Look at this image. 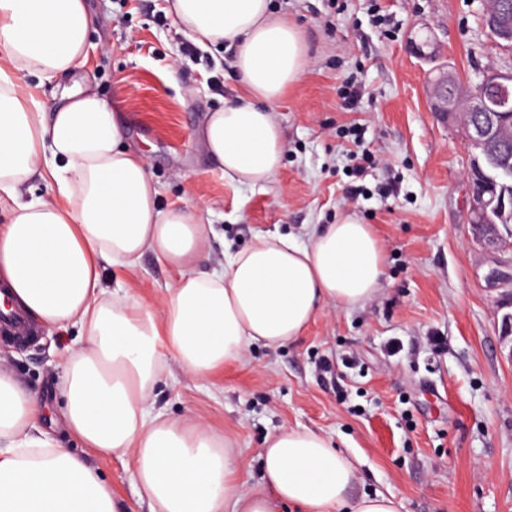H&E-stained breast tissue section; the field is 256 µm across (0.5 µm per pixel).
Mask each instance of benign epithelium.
Listing matches in <instances>:
<instances>
[{"label": "benign epithelium", "instance_id": "obj_1", "mask_svg": "<svg viewBox=\"0 0 512 512\" xmlns=\"http://www.w3.org/2000/svg\"><path fill=\"white\" fill-rule=\"evenodd\" d=\"M484 27L495 44L512 53V0H490L482 17ZM415 56L434 63L439 50L427 40H411ZM430 111L443 122H461L463 138L469 148L464 169L467 182L473 172L484 178V186L469 188L468 224L474 235L489 250L510 249L512 241L491 232L494 219L506 214L505 197L497 193V184L512 181V156L501 151V145L512 143V68L507 71L488 69L480 84L466 87L457 73L446 65L431 70L428 83Z\"/></svg>", "mask_w": 512, "mask_h": 512}]
</instances>
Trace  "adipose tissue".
<instances>
[{
    "mask_svg": "<svg viewBox=\"0 0 512 512\" xmlns=\"http://www.w3.org/2000/svg\"><path fill=\"white\" fill-rule=\"evenodd\" d=\"M180 31L225 46L243 87L239 100L207 113L198 140L225 178L262 186L286 147L270 109L304 73L301 30L270 0H170ZM90 19L84 0H0V294L38 329H77L61 388L76 453L38 429L42 402L0 367V512H120L89 453L129 459L151 512H398L382 492L353 495L355 464L316 432L268 436L262 472L250 482L229 436L202 418L156 412L152 393L177 362L201 380L241 364L252 346L275 350L329 309L377 292L384 246L351 212L313 227L307 242L275 232L210 267L209 225L199 206L160 209L142 152L127 143L112 102L80 80L56 108L36 99L29 77L82 66ZM55 198L23 200L33 177ZM147 253L177 272L161 311L131 289L105 291L100 267H134Z\"/></svg>",
    "mask_w": 512,
    "mask_h": 512,
    "instance_id": "1",
    "label": "adipose tissue"
}]
</instances>
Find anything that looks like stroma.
<instances>
[{
    "instance_id": "obj_1",
    "label": "stroma",
    "mask_w": 512,
    "mask_h": 512,
    "mask_svg": "<svg viewBox=\"0 0 512 512\" xmlns=\"http://www.w3.org/2000/svg\"><path fill=\"white\" fill-rule=\"evenodd\" d=\"M489 0H272L302 29L308 66L272 106L286 150L271 183H229L195 132L206 112L241 89L230 50L189 56L167 0H85L91 18L84 65L43 83L56 106L75 80L121 105L128 142L145 153L158 205H202L214 230L212 263L258 232L304 240L344 212L372 225L385 272L364 305L318 316L276 351L252 347L241 365L202 382L173 370L153 392L168 417L197 416L230 435L259 478L264 439L281 427L330 438L358 468L355 492L394 496L399 512H512V345L501 334L512 297L492 272L512 253L485 249L467 222V152L456 127L430 111L429 66L410 48L431 36L439 63L467 84L512 69L482 25ZM361 95L345 108L343 91ZM175 271L153 255L122 277L160 309ZM76 330H40L23 344L0 329V366L43 403L41 426L80 450L62 418L58 385ZM124 503L149 512L128 462L91 456Z\"/></svg>"
}]
</instances>
